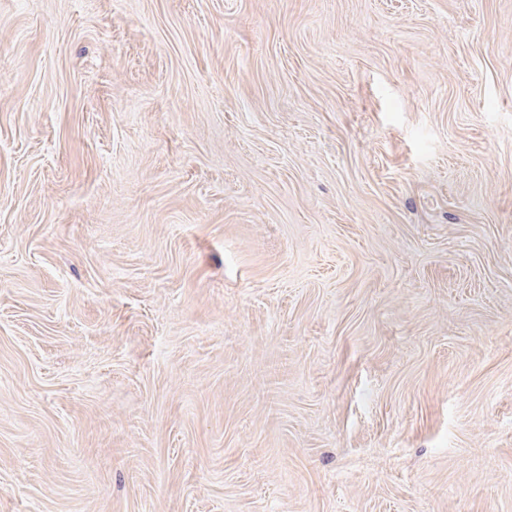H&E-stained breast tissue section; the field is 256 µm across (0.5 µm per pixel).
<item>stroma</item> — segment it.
<instances>
[{
    "instance_id": "stroma-1",
    "label": "stroma",
    "mask_w": 512,
    "mask_h": 512,
    "mask_svg": "<svg viewBox=\"0 0 512 512\" xmlns=\"http://www.w3.org/2000/svg\"><path fill=\"white\" fill-rule=\"evenodd\" d=\"M0 512H512V0H0Z\"/></svg>"
}]
</instances>
